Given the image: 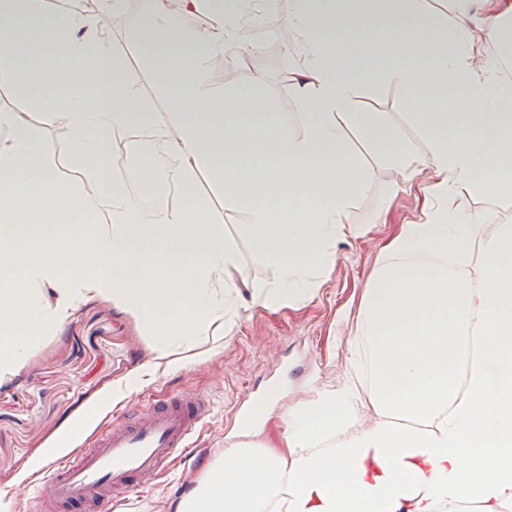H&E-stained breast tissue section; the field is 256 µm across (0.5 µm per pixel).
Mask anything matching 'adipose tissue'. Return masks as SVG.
<instances>
[{"mask_svg":"<svg viewBox=\"0 0 512 512\" xmlns=\"http://www.w3.org/2000/svg\"><path fill=\"white\" fill-rule=\"evenodd\" d=\"M290 0L292 129L260 81L219 90L209 63L227 49L262 71L255 22L268 0H141L132 29L154 97L126 74L98 16L0 0V84L65 132L61 179L26 113L0 110V387L40 337L85 299L119 305L154 335L151 370L209 358L250 296L305 307L335 268L370 168L357 134L395 174L421 175L417 220L380 250L359 304L366 382L318 392L282 417L279 451L229 445L168 512H512V224L461 205L512 200V86L484 45L497 0ZM512 14V4L503 7ZM404 90L400 117L362 95ZM163 101L165 111L155 109ZM160 135L127 176H166L185 202L142 205L113 179L115 145ZM248 222L239 236L194 196L200 175ZM272 277L249 279L239 237ZM374 420L361 425L365 412Z\"/></svg>","mask_w":512,"mask_h":512,"instance_id":"ef3b65f1","label":"adipose tissue"}]
</instances>
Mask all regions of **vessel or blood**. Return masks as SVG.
I'll return each instance as SVG.
<instances>
[{"label": "vessel or blood", "instance_id": "b4317fda", "mask_svg": "<svg viewBox=\"0 0 512 512\" xmlns=\"http://www.w3.org/2000/svg\"><path fill=\"white\" fill-rule=\"evenodd\" d=\"M209 411L204 397L182 391L96 430L74 456L44 470L50 492L36 494L35 512H115L127 494L157 486L174 455L192 452Z\"/></svg>", "mask_w": 512, "mask_h": 512}]
</instances>
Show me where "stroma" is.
I'll return each mask as SVG.
<instances>
[{
    "mask_svg": "<svg viewBox=\"0 0 512 512\" xmlns=\"http://www.w3.org/2000/svg\"><path fill=\"white\" fill-rule=\"evenodd\" d=\"M141 2L132 0L122 26L111 28L115 51L126 62L127 75L151 91L144 54L130 37ZM255 37L265 54L264 89L291 127L302 118L288 96L286 73L298 65L287 34L260 25ZM0 108L28 112L14 91L0 85ZM31 124L54 147L60 177L78 181L66 165V134L28 112ZM372 181L357 198L353 224H367L364 237L340 245L335 269L318 297L300 310L270 312L245 306L206 361L158 372L150 382L140 379L153 356V337L137 318L112 303L88 299L55 332L42 338L14 380L0 388V512H33L38 472L75 451L80 439L94 432L114 412L135 411L152 398L182 390L199 393L210 413L199 430L204 451L176 461L159 487L132 493L121 512H165L167 504L190 490L205 467L225 446L253 436L268 441L277 433L281 414L318 391L337 386L360 338L359 299L374 265L377 249L395 224L418 212L417 189L394 199L389 221L370 217L395 176L372 164ZM131 393L113 400L116 388Z\"/></svg>",
    "mask_w": 512,
    "mask_h": 512,
    "instance_id": "obj_1",
    "label": "stroma"
}]
</instances>
